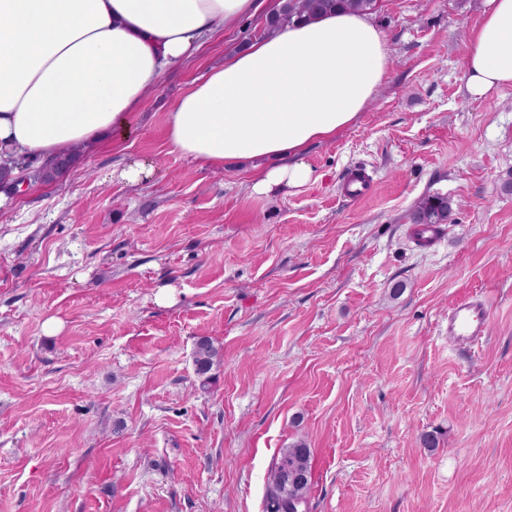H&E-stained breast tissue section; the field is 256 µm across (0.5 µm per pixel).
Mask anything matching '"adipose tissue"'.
<instances>
[{"label": "adipose tissue", "instance_id": "1", "mask_svg": "<svg viewBox=\"0 0 512 512\" xmlns=\"http://www.w3.org/2000/svg\"><path fill=\"white\" fill-rule=\"evenodd\" d=\"M277 0H0V161L45 160L121 142L172 63L220 27ZM389 71L367 15L319 16L225 55L179 99L173 150L215 168L251 166L254 195L312 178L302 156L354 124ZM512 86V0H488L467 40L465 87Z\"/></svg>", "mask_w": 512, "mask_h": 512}]
</instances>
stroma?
Wrapping results in <instances>:
<instances>
[{"instance_id":"1","label":"stroma","mask_w":512,"mask_h":512,"mask_svg":"<svg viewBox=\"0 0 512 512\" xmlns=\"http://www.w3.org/2000/svg\"><path fill=\"white\" fill-rule=\"evenodd\" d=\"M486 0H380L376 100L251 193L245 165L172 150L167 115L264 14L171 65L135 134L59 181L0 192V512H266L281 448L312 450L306 512H512V86L465 89ZM152 163L137 184L116 172ZM370 177L367 196L344 195ZM440 193L454 223L418 247ZM400 295H392L394 284ZM481 295L489 331L448 341ZM223 352L201 389L199 337ZM438 431L435 450L423 434ZM453 212V203L447 195L435 193L421 198L416 203L412 214L413 224L422 228L417 234L419 244L424 246L431 244V240L423 236L425 231L436 233L442 229V224L454 223ZM489 323V307L483 297H465L448 309V341L459 351L469 352L486 337Z\"/></svg>"}]
</instances>
